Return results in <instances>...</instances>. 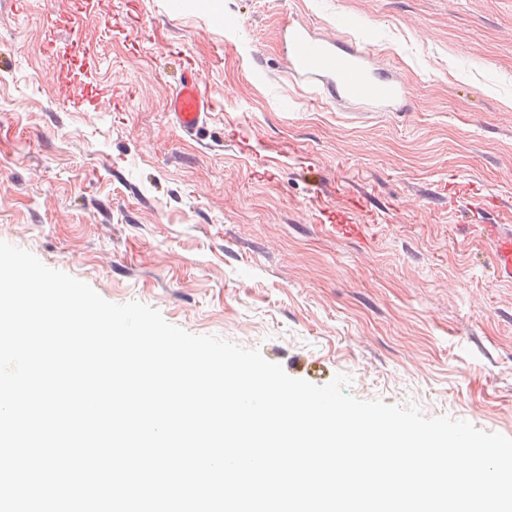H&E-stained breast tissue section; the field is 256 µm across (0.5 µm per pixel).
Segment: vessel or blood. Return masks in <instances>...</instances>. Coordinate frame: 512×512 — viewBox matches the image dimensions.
Here are the masks:
<instances>
[{
	"mask_svg": "<svg viewBox=\"0 0 512 512\" xmlns=\"http://www.w3.org/2000/svg\"><path fill=\"white\" fill-rule=\"evenodd\" d=\"M281 51L292 75L328 98L349 103L369 102L392 108L404 100L401 81L376 67L366 51L332 36L314 35L308 27L288 26L280 36ZM173 126L189 137L201 135L215 109L200 66L182 67L166 98ZM491 243L499 276L512 278V233L496 225Z\"/></svg>",
	"mask_w": 512,
	"mask_h": 512,
	"instance_id": "1",
	"label": "vessel or blood"
}]
</instances>
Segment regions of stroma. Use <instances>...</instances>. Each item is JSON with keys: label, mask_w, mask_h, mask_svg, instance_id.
Returning <instances> with one entry per match:
<instances>
[{"label": "stroma", "mask_w": 512, "mask_h": 512, "mask_svg": "<svg viewBox=\"0 0 512 512\" xmlns=\"http://www.w3.org/2000/svg\"><path fill=\"white\" fill-rule=\"evenodd\" d=\"M290 23L369 52L407 111L314 95ZM186 59L217 102L198 143L164 108ZM485 224L512 228V0H0V240L109 302L512 438Z\"/></svg>", "instance_id": "obj_1"}]
</instances>
